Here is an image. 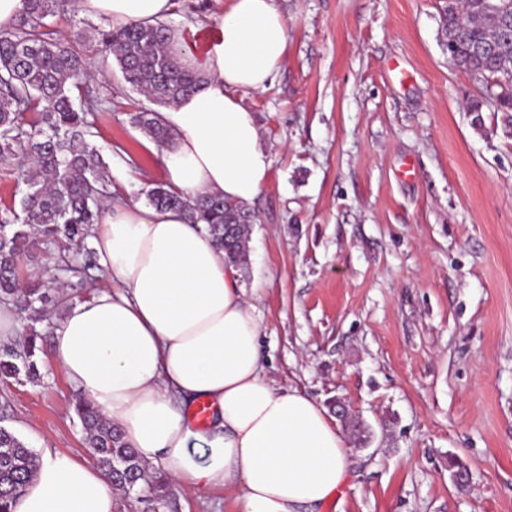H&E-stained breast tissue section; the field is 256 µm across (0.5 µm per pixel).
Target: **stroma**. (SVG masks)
Returning a JSON list of instances; mask_svg holds the SVG:
<instances>
[{
    "label": "stroma",
    "mask_w": 512,
    "mask_h": 512,
    "mask_svg": "<svg viewBox=\"0 0 512 512\" xmlns=\"http://www.w3.org/2000/svg\"><path fill=\"white\" fill-rule=\"evenodd\" d=\"M288 53L240 90L273 165L244 288L257 289L265 375L373 433L322 512H512V116L469 112L448 64L442 0H275ZM76 48L98 20H49ZM114 185L163 182L119 69L91 79ZM35 383L0 384L37 455L92 456L50 353ZM178 512H233L232 492L173 486Z\"/></svg>",
    "instance_id": "obj_1"
}]
</instances>
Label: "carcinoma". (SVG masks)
Masks as SVG:
<instances>
[{
	"mask_svg": "<svg viewBox=\"0 0 512 512\" xmlns=\"http://www.w3.org/2000/svg\"><path fill=\"white\" fill-rule=\"evenodd\" d=\"M73 2L23 0L12 25L0 27V165L19 164L23 185L19 208H7L0 217V305L19 307L30 321L21 346L0 347V380L5 383L40 377L36 324L97 288L98 267L88 239L105 202L113 198L105 147L96 140L92 120L104 99L79 83L91 58L61 41L47 22L74 8ZM453 2L444 9V28L453 35L457 69L480 85L481 99L471 111L490 105L512 112V92L490 85L492 78L512 81V0ZM167 31L165 25L141 24L99 30L98 67L109 68L113 58L125 82L154 105L174 103L197 89L199 77L169 53ZM130 122L157 142L169 139L155 109L131 114ZM140 193L151 207L187 212L191 223L204 224L224 246L230 264L248 266L249 209L218 196L188 200L163 183ZM39 249L59 255L61 279L23 274L21 256ZM74 411L96 465L110 477L121 473L133 481L118 500L117 512H131L133 504L143 502L152 512L168 508L169 478L159 472L145 479L146 463L89 401L76 398ZM37 460L10 427L0 425V512H10V503L33 479Z\"/></svg>",
	"mask_w": 512,
	"mask_h": 512,
	"instance_id": "obj_1",
	"label": "carcinoma"
}]
</instances>
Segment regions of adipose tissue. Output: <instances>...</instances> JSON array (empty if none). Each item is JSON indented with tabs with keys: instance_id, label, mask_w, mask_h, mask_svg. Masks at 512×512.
Instances as JSON below:
<instances>
[{
	"instance_id": "ef3b65f1",
	"label": "adipose tissue",
	"mask_w": 512,
	"mask_h": 512,
	"mask_svg": "<svg viewBox=\"0 0 512 512\" xmlns=\"http://www.w3.org/2000/svg\"><path fill=\"white\" fill-rule=\"evenodd\" d=\"M117 29L169 24V49L200 88L160 114L170 138L147 148L165 185L185 198L215 194L249 206L272 159L241 89L271 83L289 43L274 0H233L209 21L173 22L174 0H78ZM89 244L109 287L52 316L49 350L72 390L118 426L124 441L176 482L236 492V512H320L349 474L344 437L298 388L264 374L254 300L224 249L186 212L108 202ZM207 400L195 426L186 412ZM206 455L191 463L192 452ZM104 471L45 453L11 512H114Z\"/></svg>"
}]
</instances>
